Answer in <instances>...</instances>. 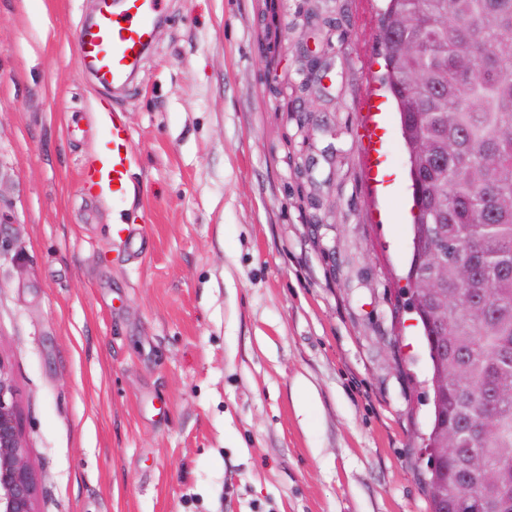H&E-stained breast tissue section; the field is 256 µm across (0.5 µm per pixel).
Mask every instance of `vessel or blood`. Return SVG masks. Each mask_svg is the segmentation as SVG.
<instances>
[{
  "mask_svg": "<svg viewBox=\"0 0 512 512\" xmlns=\"http://www.w3.org/2000/svg\"><path fill=\"white\" fill-rule=\"evenodd\" d=\"M162 0H101L95 18L79 25L72 52L99 85L121 87L137 73L152 45ZM132 160L129 132L120 116H113L97 164L84 173L86 182L107 187L114 201L128 194Z\"/></svg>",
  "mask_w": 512,
  "mask_h": 512,
  "instance_id": "obj_1",
  "label": "vessel or blood"
}]
</instances>
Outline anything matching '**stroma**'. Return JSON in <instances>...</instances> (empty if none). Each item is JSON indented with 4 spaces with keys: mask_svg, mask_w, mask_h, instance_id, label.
Returning a JSON list of instances; mask_svg holds the SVG:
<instances>
[{
    "mask_svg": "<svg viewBox=\"0 0 512 512\" xmlns=\"http://www.w3.org/2000/svg\"><path fill=\"white\" fill-rule=\"evenodd\" d=\"M383 5L164 0L114 92L71 50L93 0H0V357L38 512H428ZM115 112L119 206L83 179Z\"/></svg>",
    "mask_w": 512,
    "mask_h": 512,
    "instance_id": "1",
    "label": "stroma"
}]
</instances>
